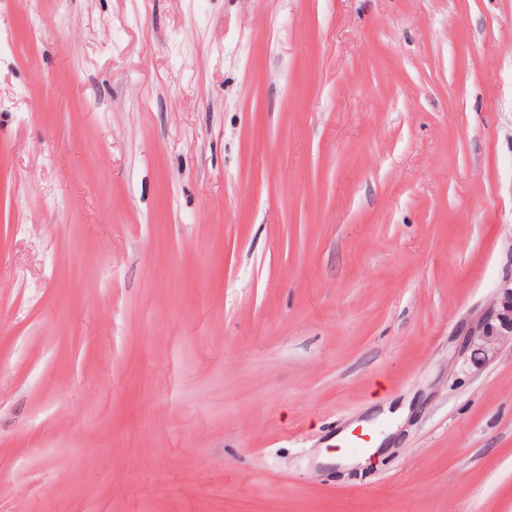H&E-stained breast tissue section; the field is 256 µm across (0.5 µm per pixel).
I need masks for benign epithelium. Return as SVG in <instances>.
<instances>
[{"instance_id": "obj_1", "label": "benign epithelium", "mask_w": 512, "mask_h": 512, "mask_svg": "<svg viewBox=\"0 0 512 512\" xmlns=\"http://www.w3.org/2000/svg\"><path fill=\"white\" fill-rule=\"evenodd\" d=\"M506 345L512 346V272L502 277L489 307L465 333L462 352L475 363H487Z\"/></svg>"}]
</instances>
